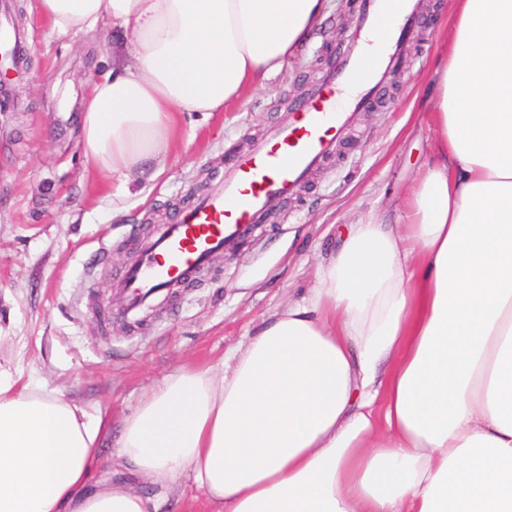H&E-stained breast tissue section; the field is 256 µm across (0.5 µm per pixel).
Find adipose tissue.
Returning <instances> with one entry per match:
<instances>
[{"mask_svg": "<svg viewBox=\"0 0 512 512\" xmlns=\"http://www.w3.org/2000/svg\"><path fill=\"white\" fill-rule=\"evenodd\" d=\"M62 32H133L80 128L100 177L156 176L182 114L279 72L331 0H37ZM436 138L405 224H358L316 288L222 371L184 367L123 422L114 455L211 512H512V0H455L434 72ZM104 415L0 367V512H160L92 486ZM165 495L169 504H173L175 501L179 500L185 503L186 509L195 508L198 509L196 511H203L201 509L205 507L200 493L187 478H182L177 483L171 485L165 491ZM186 509L184 511H187Z\"/></svg>", "mask_w": 512, "mask_h": 512, "instance_id": "obj_1", "label": "adipose tissue"}]
</instances>
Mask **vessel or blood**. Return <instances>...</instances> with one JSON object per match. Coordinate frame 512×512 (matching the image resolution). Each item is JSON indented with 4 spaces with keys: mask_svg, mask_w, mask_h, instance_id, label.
Returning <instances> with one entry per match:
<instances>
[{
    "mask_svg": "<svg viewBox=\"0 0 512 512\" xmlns=\"http://www.w3.org/2000/svg\"><path fill=\"white\" fill-rule=\"evenodd\" d=\"M358 25L336 51V62L315 83L292 121L271 128L224 171L216 187L163 225L119 281L136 312L223 252L250 239L263 216L280 208L308 176L333 158L356 113L374 109L387 75L401 63L407 39L423 24L419 0H356ZM391 22L388 46L365 57L370 33ZM17 30L0 24V59L21 52Z\"/></svg>",
    "mask_w": 512,
    "mask_h": 512,
    "instance_id": "1",
    "label": "vessel or blood"
}]
</instances>
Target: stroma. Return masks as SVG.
<instances>
[{
    "mask_svg": "<svg viewBox=\"0 0 512 512\" xmlns=\"http://www.w3.org/2000/svg\"><path fill=\"white\" fill-rule=\"evenodd\" d=\"M425 8L424 36L409 42L379 107L358 115L341 160L132 326L113 283L140 243L171 222L194 187L215 185L234 155L291 120L357 16L334 0L318 39L283 71L224 111L185 114L164 171L120 198V181L88 172L79 145L89 88L112 63L111 23L64 34L36 0H7L6 23L28 39L19 75L0 79V366L121 423L164 376L220 367L263 319L315 287L331 241L349 225L401 223L436 137L427 98L453 20V0H425Z\"/></svg>",
    "mask_w": 512,
    "mask_h": 512,
    "instance_id": "1",
    "label": "stroma"
}]
</instances>
